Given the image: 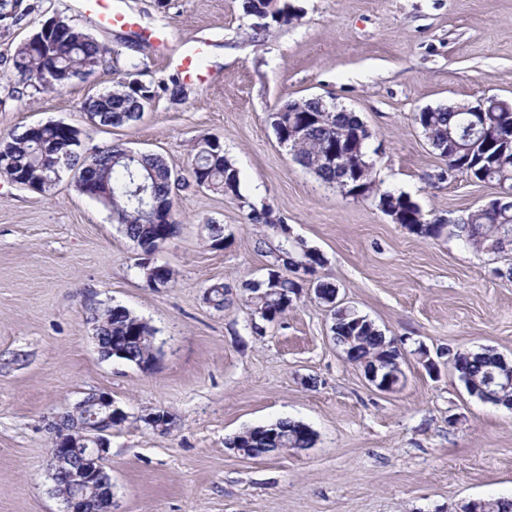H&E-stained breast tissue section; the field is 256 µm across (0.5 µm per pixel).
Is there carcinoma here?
<instances>
[{"label": "carcinoma", "mask_w": 512, "mask_h": 512, "mask_svg": "<svg viewBox=\"0 0 512 512\" xmlns=\"http://www.w3.org/2000/svg\"><path fill=\"white\" fill-rule=\"evenodd\" d=\"M242 9L248 16L263 17V21L288 24L298 19L297 10L281 0H242ZM70 41L53 54L54 69L66 79L78 78L84 68L93 70L102 66L108 54L107 48L90 33L71 24ZM18 84L37 91H50L52 87L42 78L44 60L41 52L31 53L18 47L13 58ZM139 63L129 62L127 78L117 82L112 89L98 94V101L88 120L95 128L131 126L140 121L145 112L144 100L159 97V88L152 83L137 79ZM508 99L494 96L487 100L481 118L482 128L473 127L466 113L455 106L437 107L429 113L426 132L433 140L434 149L448 153V163L465 167L466 172L477 180H487L504 186L512 192V112L505 110ZM297 112H273L270 114L274 131L283 134L289 128L307 122L303 142L291 146L293 160L313 172L321 181L333 185L338 173L336 168L318 163V155L325 146L339 137L349 134L360 119L352 112H323L310 99L299 100ZM64 131L61 127L44 124L37 130L26 129L1 139L8 147L10 163L0 165V174L12 181L27 176L37 178L46 165L47 153L63 146ZM67 164L72 169L84 170L92 165V175L102 191L98 201L110 209L113 222L136 243L145 259L137 264L140 275L152 287L156 282L168 285L173 280V270L153 263L150 256L157 253L178 233V222L171 219L165 224H155L150 219L149 205L152 198L162 201L168 211H173L177 191L195 184L224 196H233L240 208L248 209L249 220L267 224L278 231L279 220L269 207L257 209L240 194L239 172L225 157L220 142L204 137L194 145L188 166V176L172 169L157 154L134 152L121 144L112 145V156L91 162L75 147H68ZM380 200L391 208L405 210L410 223L407 228L422 237H438L445 225L431 224L424 219L420 207L408 195L386 191ZM452 232L465 238L477 251L498 252L512 245V195L506 196L491 208L481 207L470 211L459 223L452 225ZM313 264L310 276L323 266V258L308 254L303 244L278 250L274 267L283 271L279 280L272 283L269 277L245 284L253 314L266 323L281 319L301 284L291 275ZM230 289L224 283L212 284L206 300L221 310L228 301ZM96 333L102 337L101 345L112 340L114 357L133 363L153 351L155 329L146 321L133 315L128 309L102 307L96 309ZM332 333L336 345L353 353L352 360L361 365L377 357L386 364L401 358L394 341L386 338L372 321L349 309L332 310ZM455 370L464 384H484L488 373L503 370L501 356L492 350L481 353H465L457 360ZM314 434L303 423L290 419L247 430L235 436L229 446L246 457L278 455L291 449L310 448Z\"/></svg>", "instance_id": "1"}]
</instances>
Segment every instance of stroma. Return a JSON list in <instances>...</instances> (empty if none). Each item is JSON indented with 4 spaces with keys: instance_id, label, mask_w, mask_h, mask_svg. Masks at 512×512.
<instances>
[{
    "instance_id": "1",
    "label": "stroma",
    "mask_w": 512,
    "mask_h": 512,
    "mask_svg": "<svg viewBox=\"0 0 512 512\" xmlns=\"http://www.w3.org/2000/svg\"><path fill=\"white\" fill-rule=\"evenodd\" d=\"M135 28L100 25L80 0H19L0 20V138L61 121L82 153L113 143L186 169L195 141L219 139L240 192L271 207L292 238L324 258L322 280L395 340L403 382L371 386L333 340L332 319L302 289L278 322L255 332L244 295L276 261L279 239L237 200L191 185L175 198L179 232L156 255L174 279L153 288L139 250L73 171L38 193L0 175V512H64L50 479L53 414L104 391L128 414L103 462L112 512H461L512 497V408L481 401L451 364L431 376L417 354L490 348L512 361V247L475 251L444 233L422 238L378 205L405 193L426 220L455 221L498 196L458 174L414 117L427 108L512 99V0H291L290 24L263 28L242 0H119ZM61 15L110 53L105 66L54 92L20 89L17 46ZM163 33L158 46L153 33ZM205 51L203 81L180 78L187 46ZM137 60L163 92L135 125L96 129L81 107ZM321 97L370 132L375 186L352 198L293 162L269 116ZM222 225L214 245L209 227ZM224 283L223 309L205 299ZM121 305L156 331L146 369L99 352L85 303ZM172 414L162 435L142 417ZM313 447L242 457L229 442L283 418Z\"/></svg>"
}]
</instances>
